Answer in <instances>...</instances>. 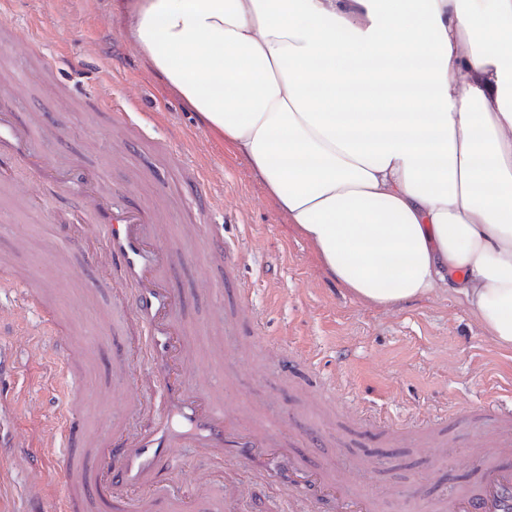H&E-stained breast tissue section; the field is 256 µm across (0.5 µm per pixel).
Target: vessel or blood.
<instances>
[{"instance_id":"1","label":"vessel or blood","mask_w":512,"mask_h":512,"mask_svg":"<svg viewBox=\"0 0 512 512\" xmlns=\"http://www.w3.org/2000/svg\"><path fill=\"white\" fill-rule=\"evenodd\" d=\"M35 128L0 109V156L27 165L33 183L20 187L10 168L0 165V192L23 195L36 206L47 183L78 200L71 232L62 249L83 251L85 266L105 274L119 273L134 287L129 299L130 334L135 343L113 345V393L121 406H99L109 422L105 434L91 432L74 409L61 416L56 437L63 450L65 480L57 512H231L249 493L245 484L226 485L223 474H210L191 495L176 492L181 465L179 448H193L221 463L249 468L254 475L318 504L322 512H378V499L359 490L346 475L306 456L309 448L328 445L318 427L289 425L281 432L244 422L225 405L224 392L197 373L198 359L181 314V299L172 286L180 257L162 233L159 212L133 201L126 187L101 171L80 164L48 163L36 149ZM218 261L211 269L232 275L242 258L223 239L208 241ZM29 307L42 309L43 321L55 336V349L66 362L79 361L82 350L66 336L52 309L40 297L28 296ZM159 391L158 406L144 401V390ZM145 416L146 425L130 432L124 412ZM479 419L484 428L470 454L478 463L474 481L461 482L429 505L430 512H512V411L487 403L481 411L463 407L457 423ZM417 431L430 434V451L440 456L448 443L440 421L423 419Z\"/></svg>"}]
</instances>
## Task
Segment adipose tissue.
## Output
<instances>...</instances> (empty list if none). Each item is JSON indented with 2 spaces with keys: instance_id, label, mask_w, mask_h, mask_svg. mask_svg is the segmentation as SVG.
<instances>
[{
  "instance_id": "1",
  "label": "adipose tissue",
  "mask_w": 512,
  "mask_h": 512,
  "mask_svg": "<svg viewBox=\"0 0 512 512\" xmlns=\"http://www.w3.org/2000/svg\"><path fill=\"white\" fill-rule=\"evenodd\" d=\"M365 305L452 292L512 348V0H109Z\"/></svg>"
}]
</instances>
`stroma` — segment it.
<instances>
[{
  "label": "stroma",
  "instance_id": "1",
  "mask_svg": "<svg viewBox=\"0 0 512 512\" xmlns=\"http://www.w3.org/2000/svg\"><path fill=\"white\" fill-rule=\"evenodd\" d=\"M142 144L139 167L122 159L124 144L114 115L127 99ZM104 109L93 112L90 100ZM0 108L36 125L38 148L49 160L69 158L127 184L132 197L165 208L166 234L184 246L173 286L201 355L222 342V364L209 373L230 384L228 403L244 415L278 427L287 421L316 424L330 444L313 449L331 465L351 467L362 491L382 499V512H428L442 485L427 474L471 478L466 450L482 431L480 421L449 424L456 446L442 459L422 440L387 442L361 416L374 411L399 425L442 415L459 400L482 407L492 400L512 406V349L498 347L452 294L436 292L397 309L369 307L351 297L321 269L308 244L287 224L247 162L214 136L195 112L169 92L125 42L107 0H0ZM206 167L204 191L218 201L208 213L185 203L186 165ZM72 205L46 187L37 206L21 210L0 199V257L47 290L74 336L85 345L74 380L85 407L112 389L107 370L110 337L129 322L120 289L83 270L80 254L59 263L58 240L69 233ZM221 231L225 245L245 253L236 275L248 289V305L263 317L260 343L234 290L206 277L205 240ZM39 310L25 308L20 288L0 284V349L16 370L0 378V394L16 408L5 436L25 435L36 445L45 423L61 414L64 373ZM310 362L320 390L296 387L291 360ZM250 487L234 512H313L305 499L249 474ZM27 471L0 456V512H21Z\"/></svg>",
  "mask_w": 512,
  "mask_h": 512
}]
</instances>
